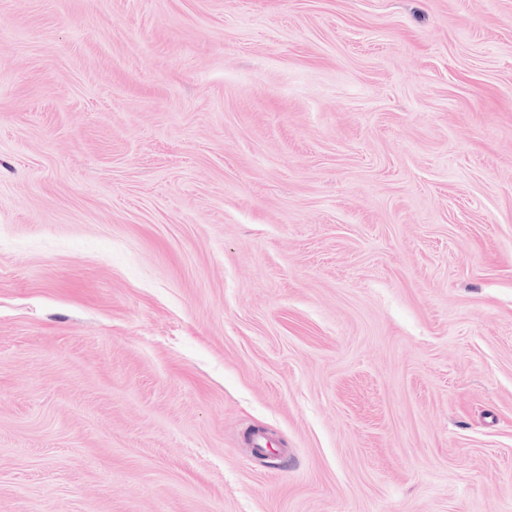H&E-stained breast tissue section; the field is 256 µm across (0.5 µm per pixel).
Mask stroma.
Here are the masks:
<instances>
[{"label": "stroma", "mask_w": 512, "mask_h": 512, "mask_svg": "<svg viewBox=\"0 0 512 512\" xmlns=\"http://www.w3.org/2000/svg\"><path fill=\"white\" fill-rule=\"evenodd\" d=\"M0 512H512V0H0Z\"/></svg>", "instance_id": "35a3bbf8"}]
</instances>
